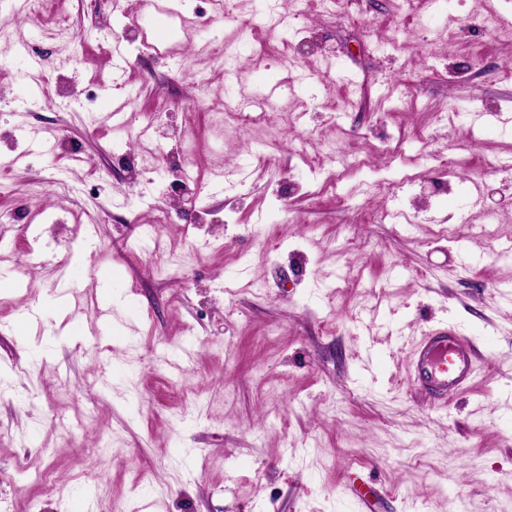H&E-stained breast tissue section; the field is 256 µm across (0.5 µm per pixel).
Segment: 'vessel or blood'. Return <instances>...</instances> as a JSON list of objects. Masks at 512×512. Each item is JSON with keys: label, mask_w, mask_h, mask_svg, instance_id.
<instances>
[{"label": "vessel or blood", "mask_w": 512, "mask_h": 512, "mask_svg": "<svg viewBox=\"0 0 512 512\" xmlns=\"http://www.w3.org/2000/svg\"><path fill=\"white\" fill-rule=\"evenodd\" d=\"M475 358V347L461 330L449 326L428 332L410 355V382L434 404L446 405L470 388Z\"/></svg>", "instance_id": "1"}]
</instances>
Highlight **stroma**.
<instances>
[{
  "instance_id": "35a3bbf8",
  "label": "stroma",
  "mask_w": 512,
  "mask_h": 512,
  "mask_svg": "<svg viewBox=\"0 0 512 512\" xmlns=\"http://www.w3.org/2000/svg\"><path fill=\"white\" fill-rule=\"evenodd\" d=\"M234 3L184 38L141 0H57L71 42L0 0V501L512 512V38L483 25L512 0H281L288 33ZM142 18L149 47L114 43ZM233 96L273 123L213 124ZM36 243L69 263L32 264ZM444 323L478 359L440 407L408 357Z\"/></svg>"
}]
</instances>
